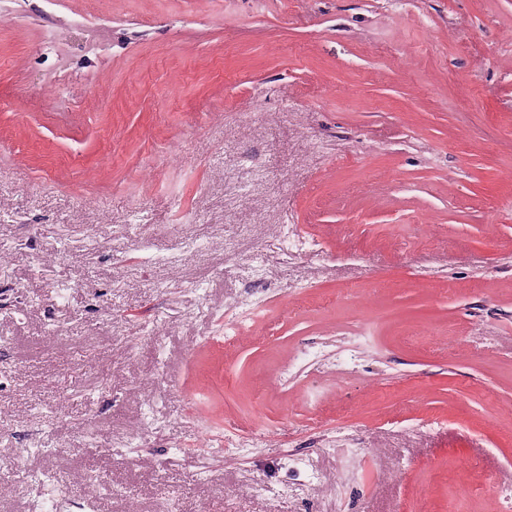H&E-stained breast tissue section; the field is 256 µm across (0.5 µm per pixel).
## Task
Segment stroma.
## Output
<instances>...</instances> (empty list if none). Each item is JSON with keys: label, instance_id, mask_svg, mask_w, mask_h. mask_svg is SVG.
I'll return each instance as SVG.
<instances>
[{"label": "stroma", "instance_id": "35a3bbf8", "mask_svg": "<svg viewBox=\"0 0 512 512\" xmlns=\"http://www.w3.org/2000/svg\"><path fill=\"white\" fill-rule=\"evenodd\" d=\"M511 170L512 0H0V512H498Z\"/></svg>", "mask_w": 512, "mask_h": 512}]
</instances>
